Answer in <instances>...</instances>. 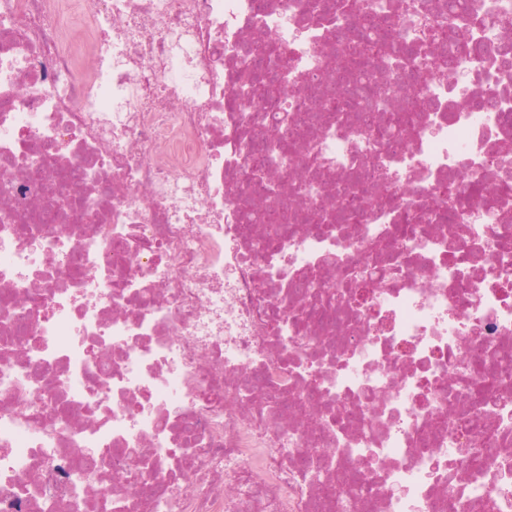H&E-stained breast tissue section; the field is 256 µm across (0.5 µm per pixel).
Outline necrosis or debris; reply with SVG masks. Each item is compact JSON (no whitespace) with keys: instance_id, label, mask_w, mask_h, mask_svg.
I'll return each mask as SVG.
<instances>
[{"instance_id":"4bbe7bcc","label":"necrosis or debris","mask_w":512,"mask_h":512,"mask_svg":"<svg viewBox=\"0 0 512 512\" xmlns=\"http://www.w3.org/2000/svg\"><path fill=\"white\" fill-rule=\"evenodd\" d=\"M56 2L0 0V512H512V0H483L443 73L444 0H392L427 64L411 142L329 113L300 140L316 166L288 169L329 209L371 167L392 206L262 255L234 176L272 115L242 98V54L284 46L296 114L307 77L336 85L335 21L91 0L73 34ZM340 269L383 277L368 308L301 287ZM351 473L361 497L328 498Z\"/></svg>"}]
</instances>
